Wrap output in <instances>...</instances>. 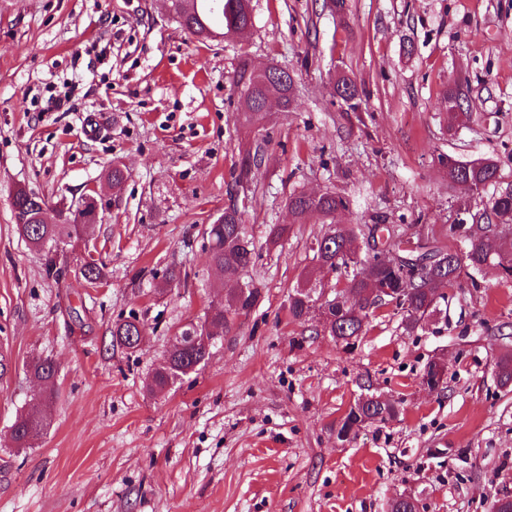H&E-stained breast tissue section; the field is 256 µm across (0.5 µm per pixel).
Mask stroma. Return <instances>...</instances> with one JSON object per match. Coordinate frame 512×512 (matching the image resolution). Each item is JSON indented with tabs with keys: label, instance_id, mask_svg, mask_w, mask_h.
<instances>
[{
	"label": "stroma",
	"instance_id": "obj_1",
	"mask_svg": "<svg viewBox=\"0 0 512 512\" xmlns=\"http://www.w3.org/2000/svg\"><path fill=\"white\" fill-rule=\"evenodd\" d=\"M251 6L247 36L201 42L164 0H0V512H389L403 494L419 512H490L512 496V391L495 377L512 353V280L484 269L412 332L382 307L348 346L288 315L297 286L342 288L346 274L317 265L322 219L296 225L287 209L292 193L333 192L349 203L337 223L463 251L449 225L512 191V0ZM244 59L295 80L292 108H270L260 129L237 119ZM342 75L357 108L333 94ZM67 84L69 108L47 111ZM454 84L463 125L448 112ZM261 141V167L229 197L235 162ZM448 156L492 160L497 177L464 195ZM116 161L117 186L106 177ZM21 188L53 207L98 203L87 237L58 248L59 277L17 232ZM232 200L260 253L263 300L205 366L150 391L172 337L221 297L204 230ZM274 224L291 231L273 245ZM92 261L105 273L94 285L77 272ZM171 267L183 275L174 288ZM129 318L144 326L133 351L112 345ZM36 356L58 365L42 400L50 426L19 448L16 414L41 400ZM437 357L448 372L431 392L422 375ZM365 394L399 401V417L339 440Z\"/></svg>",
	"mask_w": 512,
	"mask_h": 512
}]
</instances>
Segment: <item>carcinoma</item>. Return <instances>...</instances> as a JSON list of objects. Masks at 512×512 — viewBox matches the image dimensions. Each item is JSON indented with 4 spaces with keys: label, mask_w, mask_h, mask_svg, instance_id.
Returning <instances> with one entry per match:
<instances>
[{
    "label": "carcinoma",
    "mask_w": 512,
    "mask_h": 512,
    "mask_svg": "<svg viewBox=\"0 0 512 512\" xmlns=\"http://www.w3.org/2000/svg\"><path fill=\"white\" fill-rule=\"evenodd\" d=\"M168 7L180 23L198 40L207 41L215 36V28L226 32L245 35L249 31V19L242 0H167ZM236 86L240 93L241 112L246 120L262 124L266 113L260 111L262 102L273 97L278 100L281 110L286 112L292 105L294 79L286 71L278 76H269L253 70L247 61H242L236 72ZM336 96L355 107L358 97L356 84L347 76H341L334 86ZM263 151H245L231 177V190L245 188L252 180L254 170L261 166ZM496 166L488 159H477L463 167L448 166V181L466 195H474L496 179ZM345 198L332 192L319 195L294 194L288 198V209L294 223L303 224L309 216L317 214L324 218L336 215L347 209ZM44 199L19 189L13 197V211L22 217L37 221V216L46 214ZM486 222L476 225V231L465 240V251L457 254L448 249L434 247L423 253V258L433 260L430 267L416 273L401 262L403 249H391L390 261L377 263L362 269V275H353L347 285L346 297L335 305L321 311L320 316L330 336L345 344L360 335L370 314L381 306L380 297L397 300L396 309L402 313L405 329L413 332L428 318L437 307L438 280L448 281L454 287L465 276L472 280L489 261H498L502 256L500 246L503 228L512 230V192H505L494 198L491 212L483 214ZM386 230L381 224H334L315 240L312 250L322 268L335 270L340 267L355 266L359 258L353 247L354 240L365 234L368 239H376L377 234ZM86 225L75 223L71 210L57 212L56 222L41 223L35 226L27 242L42 248L49 242L61 238L80 240ZM209 252L212 263L224 273V288L227 301H238L239 307L228 314L224 309L213 308V322L229 327V315L239 316L251 312L262 297L260 284L255 280H243V276L253 269L260 254L253 243L246 238L242 215L237 204H230L208 228ZM288 313L299 323H306L316 313L315 301L309 293L295 289L288 297ZM142 325L136 319L115 323L112 327V343L128 347L127 338L138 336ZM209 359V351L204 347H179L171 345L165 364L152 376V390L162 391L172 381L195 370ZM499 384L507 387L512 384V354L501 357L497 363ZM30 372L40 382L51 389L57 375L53 360L38 359L29 365ZM399 404L395 401L370 396L356 401L340 420L338 435H348L353 426L365 420L385 423L398 417ZM47 427L38 405L33 404L21 411L12 426L13 440L18 448H30L32 442Z\"/></svg>",
    "instance_id": "1"
}]
</instances>
